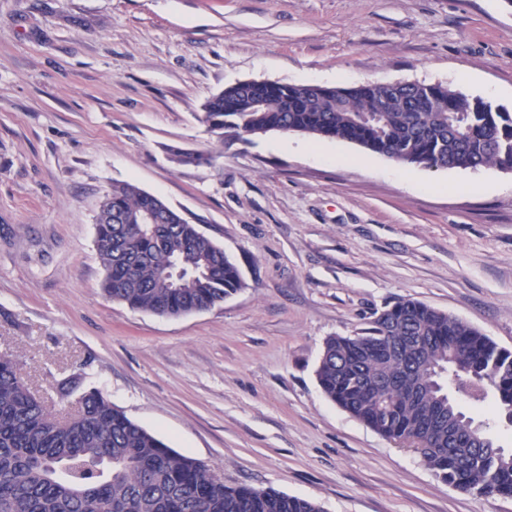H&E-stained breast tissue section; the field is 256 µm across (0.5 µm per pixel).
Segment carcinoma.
I'll use <instances>...</instances> for the list:
<instances>
[{
	"label": "carcinoma",
	"instance_id": "carcinoma-1",
	"mask_svg": "<svg viewBox=\"0 0 512 512\" xmlns=\"http://www.w3.org/2000/svg\"><path fill=\"white\" fill-rule=\"evenodd\" d=\"M430 85L381 92L377 82L320 89L289 84L260 103L229 86L204 104L217 144L279 128L340 139L397 162L434 169L512 166V112ZM199 166L210 153L177 149ZM156 200L126 182L112 186L99 218L97 254L104 295L129 308L178 318L208 310L245 287L237 265L197 225L172 214L143 224ZM326 397L383 437L419 454L446 484L479 495H512V452L491 428L512 427V352L467 322L406 299L356 336L325 340L316 369ZM84 368L58 383L81 392L78 413L60 416L31 391L18 360L0 354V512H323L274 489L228 486L130 419L95 387ZM454 385L450 395L447 384ZM493 397L482 421L458 400Z\"/></svg>",
	"mask_w": 512,
	"mask_h": 512
}]
</instances>
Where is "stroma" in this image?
<instances>
[{"mask_svg": "<svg viewBox=\"0 0 512 512\" xmlns=\"http://www.w3.org/2000/svg\"><path fill=\"white\" fill-rule=\"evenodd\" d=\"M440 83L512 112L506 0H0V352L37 395L76 367L226 485L324 512H512L460 491L332 403L330 336L402 299L512 351V171L402 164L341 140H225L228 85ZM130 182L238 266L242 290L162 318L107 299L95 216Z\"/></svg>", "mask_w": 512, "mask_h": 512, "instance_id": "1", "label": "stroma"}]
</instances>
